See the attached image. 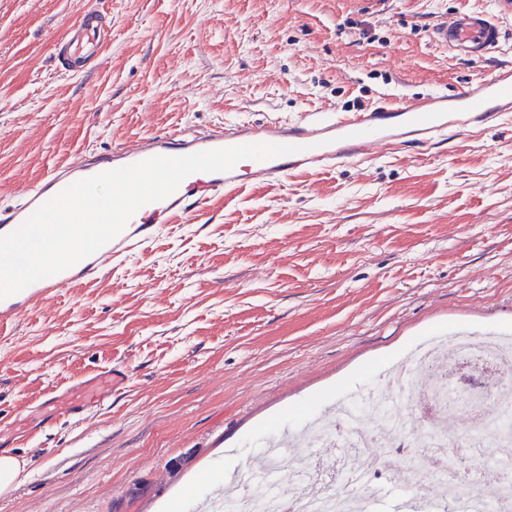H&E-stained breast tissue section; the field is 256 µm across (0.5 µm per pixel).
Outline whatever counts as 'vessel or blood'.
I'll return each instance as SVG.
<instances>
[{"label":"vessel or blood","mask_w":512,"mask_h":512,"mask_svg":"<svg viewBox=\"0 0 512 512\" xmlns=\"http://www.w3.org/2000/svg\"><path fill=\"white\" fill-rule=\"evenodd\" d=\"M112 40V22L105 15L84 16L66 40L58 43L61 67L74 71L102 55ZM431 43L446 52L482 59L500 48V25L487 12L472 10L435 23ZM512 118V65L496 66L484 78L452 92L417 96L387 95L360 112H303L291 119L271 117L231 130L205 134L169 133L106 153L79 157L50 170L25 190L19 200L0 208V236L10 234L44 202L65 187L101 172L154 156H181L243 144L291 145L295 151L264 161L243 160L230 171L196 172L168 198L141 207L125 229L92 256L73 267L39 280L0 300V325L47 304L61 289L93 279L106 266L135 253H146L169 225L180 223L213 198L257 182H279L292 176L331 171L352 162L372 160L399 148L412 155L448 141L449 132L486 129ZM127 373L113 365L89 378L70 396L56 399L59 413L80 414L111 399Z\"/></svg>","instance_id":"1"}]
</instances>
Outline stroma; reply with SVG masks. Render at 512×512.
<instances>
[{
	"label": "stroma",
	"mask_w": 512,
	"mask_h": 512,
	"mask_svg": "<svg viewBox=\"0 0 512 512\" xmlns=\"http://www.w3.org/2000/svg\"><path fill=\"white\" fill-rule=\"evenodd\" d=\"M499 0H0V207L85 152L386 94L455 90L512 62L451 57L433 23ZM112 44L73 73L86 13ZM512 337V124L255 184L144 254L0 328V436L24 469L0 512H163L435 336ZM82 421L40 403L112 364ZM111 41L112 21L103 14L87 15L58 43L56 57L64 70L76 71L86 61L101 57Z\"/></svg>",
	"instance_id": "1"
}]
</instances>
